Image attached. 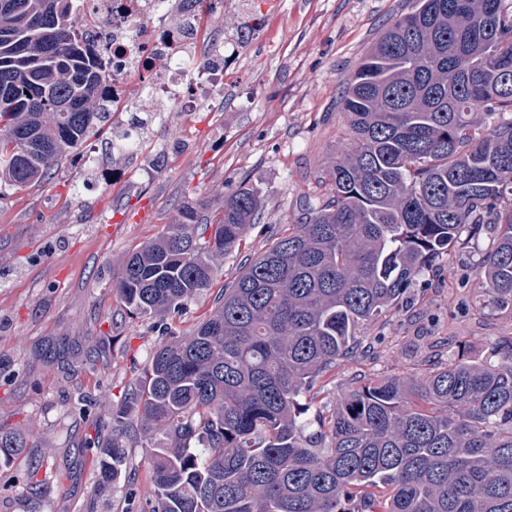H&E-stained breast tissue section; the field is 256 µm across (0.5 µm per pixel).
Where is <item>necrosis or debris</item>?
<instances>
[{"mask_svg": "<svg viewBox=\"0 0 512 512\" xmlns=\"http://www.w3.org/2000/svg\"><path fill=\"white\" fill-rule=\"evenodd\" d=\"M170 0H79L78 11L90 33L93 53L111 55L102 90L111 98L116 112L134 111L127 95L134 85L150 93L155 100L195 108L213 91L224 86V44L211 48L213 62L202 69L187 63L197 15L187 16L183 28L166 24ZM166 59L167 70L155 67Z\"/></svg>", "mask_w": 512, "mask_h": 512, "instance_id": "1", "label": "necrosis or debris"}]
</instances>
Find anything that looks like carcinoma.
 Instances as JSON below:
<instances>
[{
    "label": "carcinoma",
    "instance_id": "carcinoma-1",
    "mask_svg": "<svg viewBox=\"0 0 512 512\" xmlns=\"http://www.w3.org/2000/svg\"><path fill=\"white\" fill-rule=\"evenodd\" d=\"M47 2L0 0V194L43 181L111 118L75 0ZM478 107L512 112V5L418 0L346 82L353 142L325 173V204L190 332L159 328L112 411L87 512L120 478L125 437L150 450L151 484L125 512H512V344L303 403L466 227L497 225L478 274L512 300V121L489 130ZM258 201L242 183L215 213L184 212L132 250L113 292L134 315L180 313L213 287ZM32 447L0 431V462ZM30 465L35 498L48 463Z\"/></svg>",
    "mask_w": 512,
    "mask_h": 512
}]
</instances>
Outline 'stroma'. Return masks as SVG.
<instances>
[{"label": "stroma", "instance_id": "35a3bbf8", "mask_svg": "<svg viewBox=\"0 0 512 512\" xmlns=\"http://www.w3.org/2000/svg\"><path fill=\"white\" fill-rule=\"evenodd\" d=\"M416 0H223L203 14L197 54L224 43L223 90L196 109L128 93L151 118L135 154L110 148L132 116L114 113L41 184L0 194V429L36 433L49 452L39 512H84L97 446L112 405L158 343L152 319L126 314L112 291L134 246L209 214L241 183L259 193V218L239 250L220 259L218 284L265 251L307 204L329 194L319 176L351 136L341 110L346 80L395 16ZM496 231L461 240L360 333L371 352L339 362L314 390L335 404L351 389L392 376L418 377L458 352L488 355L512 337V301L487 293L476 266ZM95 398L76 404L78 393ZM112 491L150 490L147 451L126 442ZM26 456L0 465V512H29Z\"/></svg>", "mask_w": 512, "mask_h": 512}]
</instances>
